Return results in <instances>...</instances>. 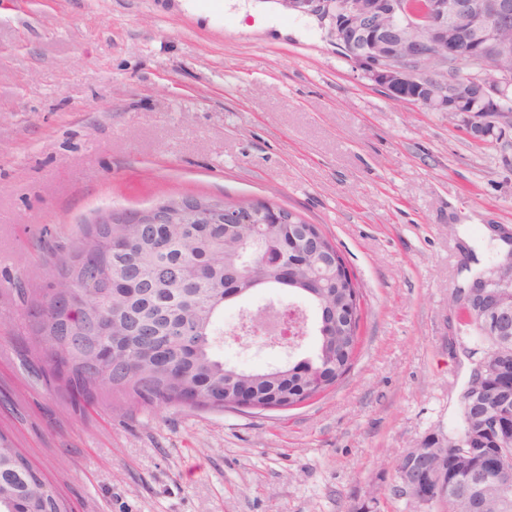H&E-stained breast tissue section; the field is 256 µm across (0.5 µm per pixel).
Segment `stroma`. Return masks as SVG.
<instances>
[{
  "label": "stroma",
  "instance_id": "1",
  "mask_svg": "<svg viewBox=\"0 0 512 512\" xmlns=\"http://www.w3.org/2000/svg\"><path fill=\"white\" fill-rule=\"evenodd\" d=\"M0 0V437L73 512H414L397 459L461 419L478 343L452 297L512 228V127L389 98L330 23L229 0ZM224 20H216V10ZM271 203L331 237L361 292L354 365L287 410L75 403L24 350L17 287L104 210ZM214 353L284 359L250 337Z\"/></svg>",
  "mask_w": 512,
  "mask_h": 512
}]
</instances>
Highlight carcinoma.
Segmentation results:
<instances>
[{"label": "carcinoma", "instance_id": "cac0c4a2", "mask_svg": "<svg viewBox=\"0 0 512 512\" xmlns=\"http://www.w3.org/2000/svg\"><path fill=\"white\" fill-rule=\"evenodd\" d=\"M255 224H226L217 213L212 224H89L66 254L45 259L53 278H69L74 288L37 296L21 292L30 303L26 346L44 353L42 372L60 380L69 394L87 401L104 387L132 401L184 405L197 409H238V393L253 399L259 410L288 409L342 381L357 351L360 292L339 287L328 272L312 278L301 267L283 277L277 265L248 257L244 250L255 235ZM135 269L155 291L128 301L122 286L112 282V270ZM103 288H85L90 280ZM239 288L246 297L258 288L305 299L317 312L316 344L307 357L253 372H244L213 354L217 323L224 314V289ZM85 303V322H71L58 305L73 295ZM148 308L164 316L169 332L164 339L134 335L127 322ZM112 325L110 336H90L99 323ZM504 477L483 478L489 508L474 499V512H512V498L502 501L498 488ZM471 481L448 482L456 500L469 501ZM0 512H67L64 501L15 448L0 443Z\"/></svg>", "mask_w": 512, "mask_h": 512}]
</instances>
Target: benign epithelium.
<instances>
[{
	"instance_id": "1",
	"label": "benign epithelium",
	"mask_w": 512,
	"mask_h": 512,
	"mask_svg": "<svg viewBox=\"0 0 512 512\" xmlns=\"http://www.w3.org/2000/svg\"><path fill=\"white\" fill-rule=\"evenodd\" d=\"M298 11L323 12L331 21V35L347 55L366 67L370 78L394 100H408L431 110L463 111L469 89L479 88L482 114L512 117V70L489 59L512 57V0H284ZM471 69L466 76L448 75V68ZM471 137L485 142L495 137V124L484 121L470 126ZM213 208L189 197L184 214L190 221H210ZM178 216L154 207L139 213L140 224H170ZM259 258L288 265V241L275 252L260 249ZM484 291L456 292L461 302L479 315L482 332L496 338L500 347L489 355L493 366L482 368L469 390L466 429L479 439L493 431L497 444H512V413L508 401L500 402L497 417L482 412L488 396L505 391L512 380L496 379L500 364L512 359V274L492 270L482 279ZM260 321L249 328L270 330L269 346L294 348L303 340L305 321L294 316L289 324L269 322V311L257 314ZM401 468V495L421 506L448 496V472L485 475L504 470L502 453L478 458L476 449L464 448L448 456V436L431 434L419 448L408 449L397 461Z\"/></svg>"
}]
</instances>
